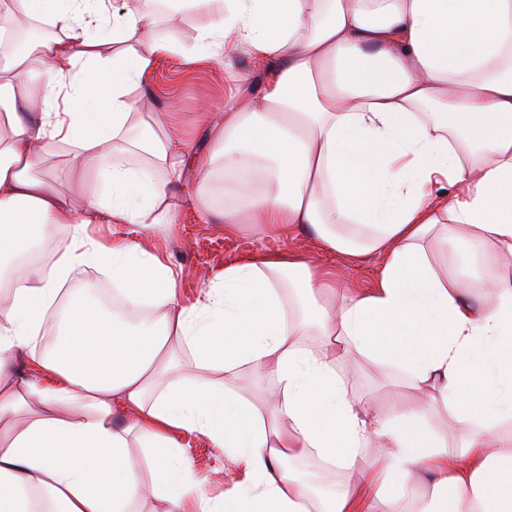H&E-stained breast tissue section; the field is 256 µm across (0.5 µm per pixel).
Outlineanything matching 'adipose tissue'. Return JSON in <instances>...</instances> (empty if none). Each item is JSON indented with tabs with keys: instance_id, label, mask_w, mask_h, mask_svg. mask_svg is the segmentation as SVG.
<instances>
[{
	"instance_id": "1",
	"label": "adipose tissue",
	"mask_w": 512,
	"mask_h": 512,
	"mask_svg": "<svg viewBox=\"0 0 512 512\" xmlns=\"http://www.w3.org/2000/svg\"><path fill=\"white\" fill-rule=\"evenodd\" d=\"M173 2L171 20H198L188 61L256 63L223 111L200 99L204 154L174 113L128 97L178 51L150 34L151 7L119 19L112 0H0V32L55 30L0 51V269L36 244L56 257L0 307V512H133L150 495L162 512H512V279L498 271L512 260V0ZM53 143L70 147L62 165ZM218 171L233 187L221 207ZM81 172L107 191L77 209L63 186ZM173 197L228 233L296 225L377 255L375 283L260 249L185 303L144 244L152 225L176 231L177 205L153 209ZM433 243L454 271H437ZM86 267L122 285L125 318L103 315L94 284L67 287ZM19 352L33 375L12 376ZM387 367L415 399L375 410L358 386ZM192 435L242 473L219 496L183 451ZM330 469L345 481L319 493Z\"/></svg>"
}]
</instances>
